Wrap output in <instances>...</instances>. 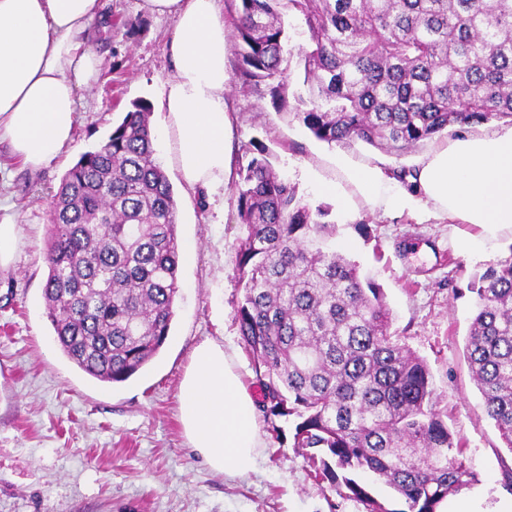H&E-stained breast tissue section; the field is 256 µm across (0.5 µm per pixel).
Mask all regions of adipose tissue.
<instances>
[{"label":"adipose tissue","mask_w":512,"mask_h":512,"mask_svg":"<svg viewBox=\"0 0 512 512\" xmlns=\"http://www.w3.org/2000/svg\"><path fill=\"white\" fill-rule=\"evenodd\" d=\"M142 7L175 20L163 108L177 167L189 188L217 194L231 176L232 140L219 0H142ZM98 11V0H0V144L29 168L48 166L72 142L77 92L99 65L88 43ZM351 179L376 206L421 207L491 232L512 227V127L435 147L420 157L411 192L377 167L354 170ZM182 395L189 447L227 479L254 471L262 442L253 402L223 345L194 348Z\"/></svg>","instance_id":"1"}]
</instances>
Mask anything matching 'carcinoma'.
<instances>
[{
  "label": "carcinoma",
  "instance_id": "cac0c4a2",
  "mask_svg": "<svg viewBox=\"0 0 512 512\" xmlns=\"http://www.w3.org/2000/svg\"><path fill=\"white\" fill-rule=\"evenodd\" d=\"M303 16L305 93L281 69L282 7ZM240 42L232 81L270 97L327 143L402 157L450 127L512 124V0H230ZM139 100L55 194L43 296L63 353L89 375L127 381L164 345L178 293L172 186ZM235 183L247 234L235 322L272 430L295 418L293 447L315 476L368 512H437L477 483L438 408L426 360L391 332L382 289L336 250L329 207L302 203L263 147ZM465 354L487 416L512 453V246L471 283ZM335 464H330V461ZM400 498L388 509L352 474Z\"/></svg>",
  "mask_w": 512,
  "mask_h": 512
}]
</instances>
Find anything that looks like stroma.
Instances as JSON below:
<instances>
[{
    "label": "stroma",
    "instance_id": "obj_1",
    "mask_svg": "<svg viewBox=\"0 0 512 512\" xmlns=\"http://www.w3.org/2000/svg\"><path fill=\"white\" fill-rule=\"evenodd\" d=\"M101 2L99 75L78 92L72 144L36 171L0 146V218L16 231L11 258L0 266V512H366L315 478L292 445L291 422L281 421L276 433L258 419L264 448L256 471L240 479L216 474L186 444L180 384L201 342L223 344L245 388L261 397L235 323L236 253L246 228L232 185L214 197L191 190L168 158L162 101L173 74L166 53L173 18L145 12L141 0ZM137 99L152 105L155 157L173 188L179 239L196 241L198 250L179 267L172 327L158 354L127 381L102 383L63 354L46 317L48 229L66 172ZM229 102L233 171L246 167L250 143L261 142L305 202L329 205L337 248L380 286L396 336L426 359L438 407L479 478L447 499L449 512L462 502L471 512H512V495L501 487L512 452L485 413L465 356L475 308L469 283L512 246V229L497 231L493 249L467 254L459 241L483 238L481 226L385 212L346 178L350 167H415L431 141L398 158L360 142H321L266 97L234 87ZM325 182L335 184V195L320 193Z\"/></svg>",
    "mask_w": 512,
    "mask_h": 512
}]
</instances>
